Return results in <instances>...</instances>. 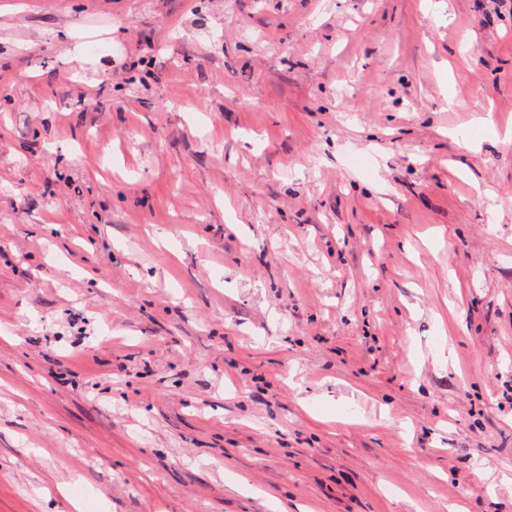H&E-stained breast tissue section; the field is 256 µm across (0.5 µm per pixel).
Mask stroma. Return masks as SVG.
Masks as SVG:
<instances>
[{
    "label": "stroma",
    "instance_id": "35a3bbf8",
    "mask_svg": "<svg viewBox=\"0 0 512 512\" xmlns=\"http://www.w3.org/2000/svg\"><path fill=\"white\" fill-rule=\"evenodd\" d=\"M511 126L512 0H0V512H512Z\"/></svg>",
    "mask_w": 512,
    "mask_h": 512
}]
</instances>
